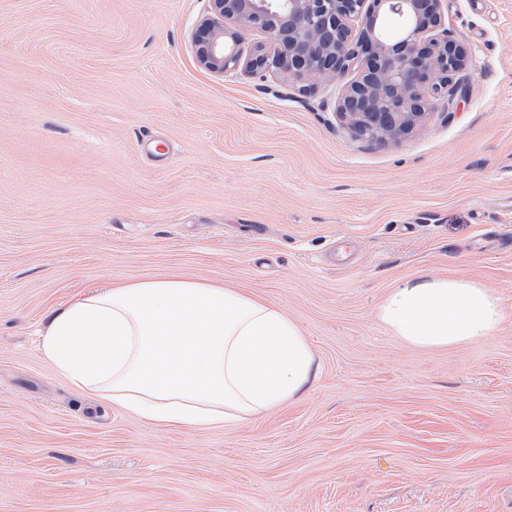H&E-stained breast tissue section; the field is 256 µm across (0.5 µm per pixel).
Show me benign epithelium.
I'll use <instances>...</instances> for the list:
<instances>
[{"label": "benign epithelium", "instance_id": "7a95c632", "mask_svg": "<svg viewBox=\"0 0 512 512\" xmlns=\"http://www.w3.org/2000/svg\"><path fill=\"white\" fill-rule=\"evenodd\" d=\"M443 0H210L194 40L203 67L218 73L245 69L263 77L286 74L302 83L343 82L335 112L350 132L374 142L414 131L430 100L466 68L442 28ZM400 21L391 34L386 21ZM260 29L269 42L251 52L240 31ZM358 70L356 79L346 75Z\"/></svg>", "mask_w": 512, "mask_h": 512}]
</instances>
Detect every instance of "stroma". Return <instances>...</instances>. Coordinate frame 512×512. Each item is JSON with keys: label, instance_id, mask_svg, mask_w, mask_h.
Returning <instances> with one entry per match:
<instances>
[{"label": "stroma", "instance_id": "stroma-1", "mask_svg": "<svg viewBox=\"0 0 512 512\" xmlns=\"http://www.w3.org/2000/svg\"><path fill=\"white\" fill-rule=\"evenodd\" d=\"M208 0H0V512H512V0H444L454 92L397 142L340 84L201 67ZM179 274L264 297L316 354L254 423L168 430L34 344L50 312ZM493 287L492 338L420 350L418 274Z\"/></svg>", "mask_w": 512, "mask_h": 512}]
</instances>
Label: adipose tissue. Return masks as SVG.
<instances>
[{
    "instance_id": "ef3b65f1",
    "label": "adipose tissue",
    "mask_w": 512,
    "mask_h": 512,
    "mask_svg": "<svg viewBox=\"0 0 512 512\" xmlns=\"http://www.w3.org/2000/svg\"><path fill=\"white\" fill-rule=\"evenodd\" d=\"M391 336L421 349L495 336L492 287L426 274L378 309ZM43 359L81 392L162 428L221 429L302 397L315 376L303 329L273 304L177 275L67 302L39 331Z\"/></svg>"
}]
</instances>
